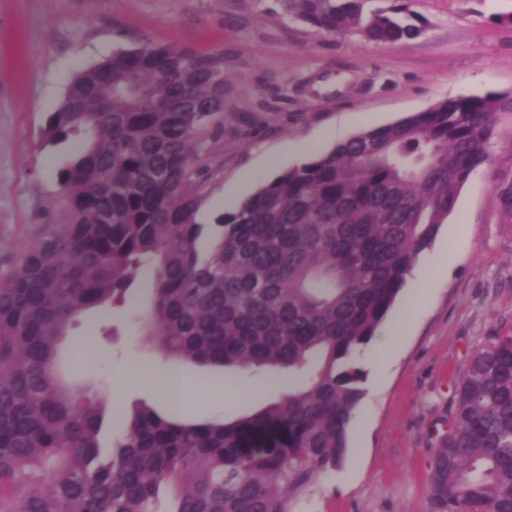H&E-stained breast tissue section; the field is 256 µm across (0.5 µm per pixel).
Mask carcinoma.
<instances>
[{"mask_svg": "<svg viewBox=\"0 0 512 512\" xmlns=\"http://www.w3.org/2000/svg\"><path fill=\"white\" fill-rule=\"evenodd\" d=\"M281 0L290 18L379 45L419 37L409 0ZM218 54L148 40L78 71L41 132L78 151L59 171L67 222L45 224L0 274V512H288L283 487L336 468L365 373L357 353L417 256L488 159L512 93L446 98L279 172L200 224L203 154L221 128ZM512 225V178L494 186ZM159 352L288 383L230 421L141 403L108 446L105 392L68 382L59 344L76 317L137 308ZM428 474L432 512H512V328L476 348Z\"/></svg>", "mask_w": 512, "mask_h": 512, "instance_id": "obj_1", "label": "carcinoma"}]
</instances>
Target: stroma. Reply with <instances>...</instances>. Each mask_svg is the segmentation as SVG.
I'll return each mask as SVG.
<instances>
[{"label": "stroma", "mask_w": 512, "mask_h": 512, "mask_svg": "<svg viewBox=\"0 0 512 512\" xmlns=\"http://www.w3.org/2000/svg\"><path fill=\"white\" fill-rule=\"evenodd\" d=\"M427 26L416 39L377 45L329 35L289 19L281 0H0V272L43 224L63 223L57 176L74 142L41 143V130L73 74L142 39L224 58L223 126L208 135L213 177L198 221L227 211L225 189L251 194L277 172L359 132L397 122L440 100L512 92V0H412ZM512 177V112L501 113L487 161L462 187L454 211L410 272L391 315H407L386 370L375 335L359 360L366 372L340 466L288 494V512H431L427 476L444 433L454 387L471 352L512 325V226L500 223L493 185ZM450 260L434 264L441 250ZM88 346L63 357L72 377L112 389L113 434L140 401L166 398L146 386L121 388L118 374L141 367L179 371L183 418L232 420L277 399L261 376L236 374L253 397L225 398V377L175 366L157 351L133 312L79 316L72 331Z\"/></svg>", "instance_id": "35a3bbf8"}]
</instances>
